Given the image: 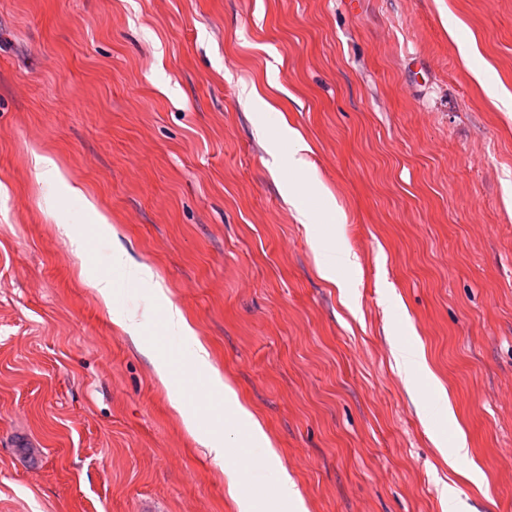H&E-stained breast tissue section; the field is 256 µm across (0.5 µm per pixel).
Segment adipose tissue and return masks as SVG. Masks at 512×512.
Returning a JSON list of instances; mask_svg holds the SVG:
<instances>
[{
    "mask_svg": "<svg viewBox=\"0 0 512 512\" xmlns=\"http://www.w3.org/2000/svg\"><path fill=\"white\" fill-rule=\"evenodd\" d=\"M112 265L121 271L122 281L118 282L109 277H97L92 281V286L103 305L107 307L113 305L119 294L121 283L147 288L162 309L161 321L165 330L172 337L183 342L189 370L196 376L204 378L209 389L223 394L224 414L228 421L237 428L245 447L265 449L266 454L257 461V468L264 470L274 466L278 461V455L272 449L271 442L262 425L240 403L235 389L230 383L225 382L223 375L213 366L209 350L196 338L182 310L168 298L165 288H162L156 280L152 268L146 264L135 262L118 243L113 246ZM119 324L137 350L153 365L160 382L167 386L171 385L172 365L155 346L144 343L142 339L143 323L139 315L134 312L121 315ZM181 415L187 431L200 446L206 448L215 460L231 462L236 451L231 448L223 431L205 425L196 412L185 409L182 410Z\"/></svg>",
    "mask_w": 512,
    "mask_h": 512,
    "instance_id": "ef3b65f1",
    "label": "adipose tissue"
}]
</instances>
